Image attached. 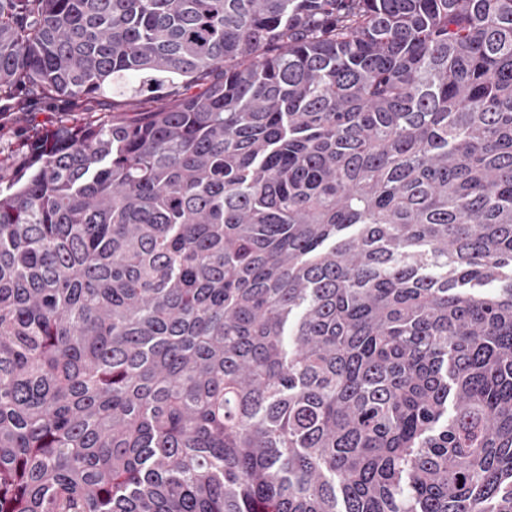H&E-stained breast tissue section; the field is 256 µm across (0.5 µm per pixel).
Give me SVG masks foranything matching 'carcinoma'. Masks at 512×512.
Returning <instances> with one entry per match:
<instances>
[{"label":"carcinoma","instance_id":"cac0c4a2","mask_svg":"<svg viewBox=\"0 0 512 512\" xmlns=\"http://www.w3.org/2000/svg\"><path fill=\"white\" fill-rule=\"evenodd\" d=\"M0 512H512V0H0ZM87 104L81 100H58L49 104H41L36 113L41 124H54L61 118L79 121L86 117Z\"/></svg>","mask_w":512,"mask_h":512}]
</instances>
